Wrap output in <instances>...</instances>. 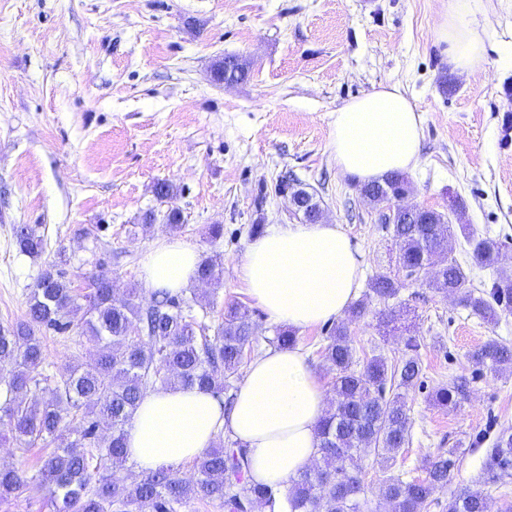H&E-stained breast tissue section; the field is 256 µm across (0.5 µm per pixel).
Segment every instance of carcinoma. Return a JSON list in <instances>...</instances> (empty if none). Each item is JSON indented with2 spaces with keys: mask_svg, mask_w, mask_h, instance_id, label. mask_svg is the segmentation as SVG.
I'll return each instance as SVG.
<instances>
[{
  "mask_svg": "<svg viewBox=\"0 0 512 512\" xmlns=\"http://www.w3.org/2000/svg\"><path fill=\"white\" fill-rule=\"evenodd\" d=\"M216 79L239 83L248 69L237 58L215 65ZM405 174L392 172L383 181L366 184L363 191L375 205L387 193L403 192ZM462 236L469 246L470 265L493 269L485 289H472L469 275L453 255L451 242ZM399 267L418 273L434 265L437 250L447 263L437 266L432 285L458 297L465 307L493 319L498 310H512V272L498 267L506 242L479 236L468 224H449L434 210L421 208L392 225ZM20 252L37 258L45 243L37 229L15 228ZM197 281L221 286L222 270L204 257ZM402 283L388 275L374 276L368 292L354 302L351 317L360 319L369 301L396 297ZM84 303H79V300ZM195 298L182 293H161L151 301L132 286L114 300L112 278L100 271L91 276L89 293H74L65 273L50 265L31 290L26 319L0 326V420L5 418L20 444L37 442L53 449L41 458L35 476L14 468H0V506L19 496L31 484L52 489V512H185L194 501L216 503L224 512H363L359 474L363 457L372 452L388 463L409 443V414L401 390L413 388L422 376L420 343L411 337L406 351L390 363L381 353L356 358L344 324L335 326L322 350L336 370L333 397L319 421L318 461L291 480V487L254 483L249 477V451L237 441L216 438L214 446L195 459L193 475L184 478L169 468L122 475L127 462V426L151 388L197 386L221 396L232 382L252 344L254 322L239 303L224 306L221 322L213 329L194 314ZM93 343V363L70 367L53 386L40 387L50 376L40 372L46 360L42 332L62 333L72 327ZM270 343L281 349L297 345L295 332L279 327ZM479 371L512 366V344L491 338L469 354ZM465 396L463 382L440 386L434 401L456 408ZM79 426L70 428L73 421ZM454 462L445 455L425 460L423 479H383L382 497L392 512H422L432 493L451 482ZM512 475V428L497 433L486 451L481 487H461L450 493L448 512H490L485 489Z\"/></svg>",
  "mask_w": 512,
  "mask_h": 512,
  "instance_id": "cac0c4a2",
  "label": "carcinoma"
}]
</instances>
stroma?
<instances>
[{"label": "stroma", "mask_w": 512, "mask_h": 512, "mask_svg": "<svg viewBox=\"0 0 512 512\" xmlns=\"http://www.w3.org/2000/svg\"><path fill=\"white\" fill-rule=\"evenodd\" d=\"M484 72L448 61L436 26L448 0H0V325L25 318L38 275L60 264L78 294L103 271L117 292L143 285V265L172 232L200 256H217L222 285L207 324L225 304L250 305L237 265L253 224H300L284 185L314 193L322 219L340 225L363 256L365 277L398 274L397 247L380 209L342 175L331 150L336 109L398 85L421 118V161L406 201L455 220L465 205L476 234L506 240L512 270V0H485ZM245 60L246 81L224 85L214 65ZM174 188L154 194L156 183ZM156 219L144 224L145 212ZM36 227L37 258L14 230ZM220 224V239L208 235ZM357 351L396 359L420 343L423 375L406 396L410 443L392 475L424 477V459L452 453V486L480 481L484 450L512 427V368L474 371L468 355L487 339L512 344V312L490 321L444 296L426 275L405 279L387 303L348 324ZM329 324L298 334L324 391L335 372L321 354ZM47 372L90 360L78 331L43 334ZM468 380L456 409L432 395Z\"/></svg>", "instance_id": "obj_1"}]
</instances>
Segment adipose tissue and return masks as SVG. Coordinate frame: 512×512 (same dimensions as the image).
Here are the masks:
<instances>
[{"mask_svg":"<svg viewBox=\"0 0 512 512\" xmlns=\"http://www.w3.org/2000/svg\"><path fill=\"white\" fill-rule=\"evenodd\" d=\"M484 0H448L437 27L452 65L474 74L486 47L478 17ZM421 118L395 85L337 108L331 147L337 169L370 183L420 163ZM199 254L164 238L143 266L150 291L172 293L195 281ZM362 254L337 224H277L256 237L237 266L249 297L276 324L304 330L343 316L357 296ZM328 409L305 355L273 349L253 360L232 409L210 392L183 386L149 390L127 427L128 459L148 473L196 458L219 431L249 450L250 478L284 486L318 456L317 424Z\"/></svg>","mask_w":512,"mask_h":512,"instance_id":"adipose-tissue-1","label":"adipose tissue"}]
</instances>
